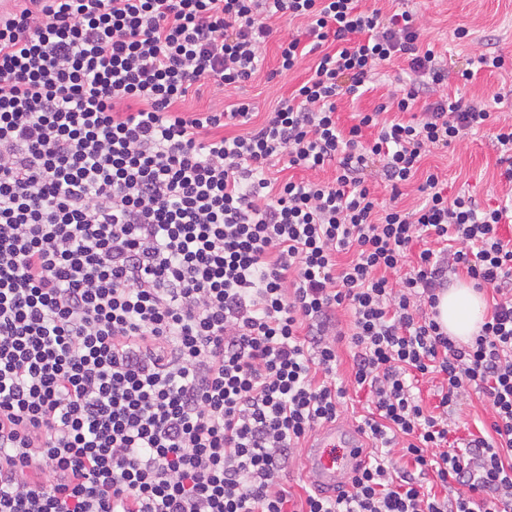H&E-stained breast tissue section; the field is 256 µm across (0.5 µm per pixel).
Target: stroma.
I'll list each match as a JSON object with an SVG mask.
<instances>
[{
	"label": "stroma",
	"mask_w": 512,
	"mask_h": 512,
	"mask_svg": "<svg viewBox=\"0 0 512 512\" xmlns=\"http://www.w3.org/2000/svg\"><path fill=\"white\" fill-rule=\"evenodd\" d=\"M423 29V38L431 42L436 50L445 55L449 70H457L467 58L478 54L484 36L492 35L497 40L496 48L506 61L512 62V0H411ZM468 29L471 37L455 39L456 29ZM401 62L387 68L385 78L371 84L369 90L358 97L342 99L337 107L340 121L351 126L357 113L373 111L397 85L401 73ZM309 75L307 66H300L274 81L265 75L240 89L216 92L202 88L198 96L189 98L184 110L222 111L229 102L241 98L252 102L260 115L271 112L280 97L291 92ZM496 130L486 126L479 133L449 147L439 149L428 157L427 163L441 173L448 184L449 194L469 190L480 207H493L512 185L502 182V167L498 162L499 152L495 146ZM448 419L458 427L460 435L486 433L490 414L476 394L460 396L448 409Z\"/></svg>",
	"instance_id": "obj_1"
}]
</instances>
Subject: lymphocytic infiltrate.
Here are the masks:
<instances>
[{
	"mask_svg": "<svg viewBox=\"0 0 512 512\" xmlns=\"http://www.w3.org/2000/svg\"><path fill=\"white\" fill-rule=\"evenodd\" d=\"M362 2L0 13V512H512V197L482 208L421 169L492 123L512 183L503 95L445 90L506 62L486 49L449 73L415 12ZM283 18L305 26L278 33ZM274 37L268 79L315 61L265 119L247 101L182 111L203 85L252 80ZM401 58L390 102L342 128L338 101ZM278 156L305 178L273 177ZM420 173L422 202L396 206ZM452 273L492 291L469 345L432 314ZM469 390L490 432L456 447L448 407ZM352 391L373 405L367 464L336 495H294L282 473ZM395 450L407 468H389Z\"/></svg>",
	"mask_w": 512,
	"mask_h": 512,
	"instance_id": "f902f5d3",
	"label": "lymphocytic infiltrate"
}]
</instances>
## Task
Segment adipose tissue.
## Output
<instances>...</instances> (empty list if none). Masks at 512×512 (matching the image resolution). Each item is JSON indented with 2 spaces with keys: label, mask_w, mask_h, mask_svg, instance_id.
I'll use <instances>...</instances> for the list:
<instances>
[{
  "label": "adipose tissue",
  "mask_w": 512,
  "mask_h": 512,
  "mask_svg": "<svg viewBox=\"0 0 512 512\" xmlns=\"http://www.w3.org/2000/svg\"><path fill=\"white\" fill-rule=\"evenodd\" d=\"M483 308L482 295L461 283L441 294L437 306L438 320L449 336L466 344L484 322Z\"/></svg>",
  "instance_id": "obj_1"
}]
</instances>
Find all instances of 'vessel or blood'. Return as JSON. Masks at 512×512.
<instances>
[{
    "label": "vessel or blood",
    "mask_w": 512,
    "mask_h": 512,
    "mask_svg": "<svg viewBox=\"0 0 512 512\" xmlns=\"http://www.w3.org/2000/svg\"><path fill=\"white\" fill-rule=\"evenodd\" d=\"M361 435L357 432H349L346 428L332 425L323 430L318 442L308 448L305 467L312 474L318 488L331 492L340 485L346 483L351 472L362 463H365V455H354V448L360 447ZM344 443L349 453L344 457L331 456L330 448L336 443Z\"/></svg>",
    "instance_id": "b4317fda"
}]
</instances>
